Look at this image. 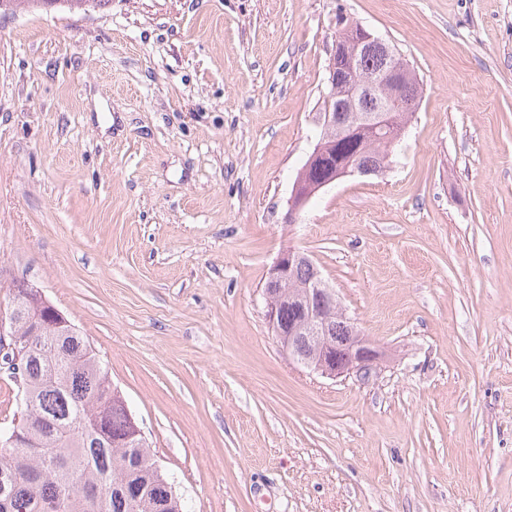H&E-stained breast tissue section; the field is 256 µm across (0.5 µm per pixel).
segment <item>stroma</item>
<instances>
[{
    "mask_svg": "<svg viewBox=\"0 0 512 512\" xmlns=\"http://www.w3.org/2000/svg\"><path fill=\"white\" fill-rule=\"evenodd\" d=\"M422 86L381 175L285 215L338 16ZM308 253L388 353L329 379L263 285ZM90 342L186 512H512V0H112L0 17V303Z\"/></svg>",
    "mask_w": 512,
    "mask_h": 512,
    "instance_id": "1",
    "label": "stroma"
}]
</instances>
